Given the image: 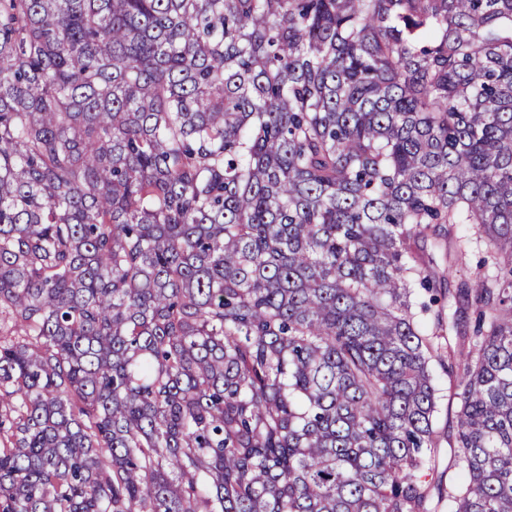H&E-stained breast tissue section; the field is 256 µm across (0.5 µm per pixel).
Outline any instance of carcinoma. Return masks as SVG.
Masks as SVG:
<instances>
[{
    "label": "carcinoma",
    "instance_id": "obj_1",
    "mask_svg": "<svg viewBox=\"0 0 512 512\" xmlns=\"http://www.w3.org/2000/svg\"><path fill=\"white\" fill-rule=\"evenodd\" d=\"M445 326L512 512V0H0V512H432Z\"/></svg>",
    "mask_w": 512,
    "mask_h": 512
}]
</instances>
